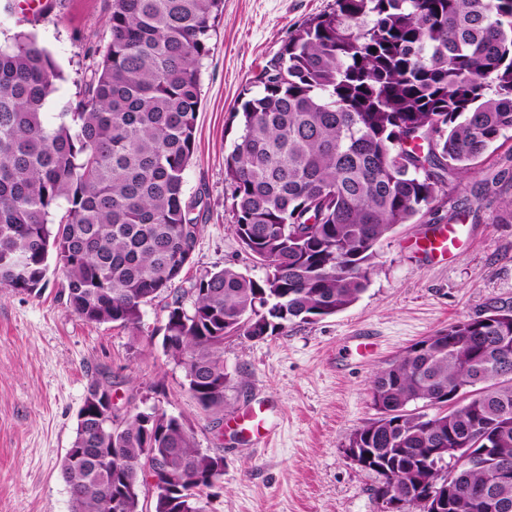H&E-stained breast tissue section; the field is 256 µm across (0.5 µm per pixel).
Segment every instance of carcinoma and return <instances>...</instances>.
<instances>
[{"label":"carcinoma","mask_w":512,"mask_h":512,"mask_svg":"<svg viewBox=\"0 0 512 512\" xmlns=\"http://www.w3.org/2000/svg\"><path fill=\"white\" fill-rule=\"evenodd\" d=\"M224 0H111L104 46L75 101L30 32L0 43V288L60 278L87 322L136 329L142 307L176 294L200 225L185 196L196 148L201 70ZM240 99L224 158L231 223L264 269L233 266L167 306L161 347L206 415L224 413V340L261 341L296 320L333 316L366 290L379 242L438 208L448 176L512 131V0H334L305 21ZM56 107L54 120L46 111ZM56 255L55 268L49 257ZM469 394L448 396L456 387ZM378 417L348 447L371 454L375 497L417 512L418 490L446 512L512 503V306L491 305L412 345L370 384ZM424 401L432 416L408 406ZM61 474L71 512H205L220 447L153 407L121 416L88 388ZM438 448L484 462L448 479Z\"/></svg>","instance_id":"carcinoma-1"}]
</instances>
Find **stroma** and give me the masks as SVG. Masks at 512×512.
<instances>
[{
	"label": "stroma",
	"instance_id": "1",
	"mask_svg": "<svg viewBox=\"0 0 512 512\" xmlns=\"http://www.w3.org/2000/svg\"><path fill=\"white\" fill-rule=\"evenodd\" d=\"M334 0H224V17L201 74L196 149L185 193L201 196L200 234L180 287L232 265L261 277L240 247L227 212L224 157L240 134L235 115L250 80L309 17ZM108 0H0V42L34 33L75 98L104 45ZM439 216L457 213L458 245L442 260L423 249L432 225L403 224L381 240L359 300L334 316L289 326L263 341L231 337L232 378L224 419L213 425L184 388V372L161 347L166 298L142 308L139 330L89 323L72 313L57 276L41 293L0 289V512H70L60 466L90 384L111 385L120 410L157 406L191 423L201 448L224 446L223 487L206 512H384L375 472L346 454L351 434L375 418L374 374L414 343L491 304L512 305V138L448 184ZM373 337L372 352L352 337ZM268 407L272 439L243 443L239 418Z\"/></svg>",
	"mask_w": 512,
	"mask_h": 512
}]
</instances>
